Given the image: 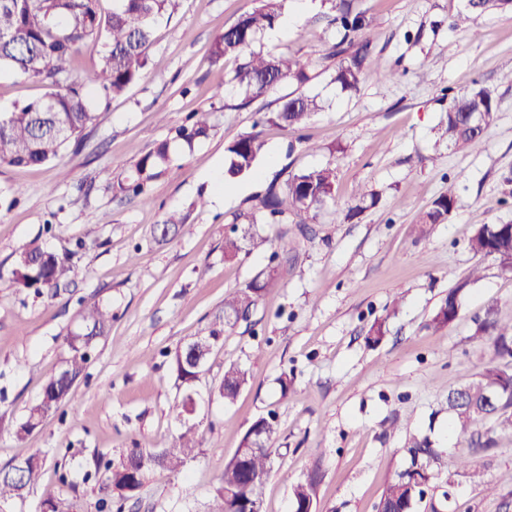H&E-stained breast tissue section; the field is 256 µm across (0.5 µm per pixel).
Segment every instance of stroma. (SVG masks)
Wrapping results in <instances>:
<instances>
[{"label": "stroma", "instance_id": "obj_1", "mask_svg": "<svg viewBox=\"0 0 512 512\" xmlns=\"http://www.w3.org/2000/svg\"><path fill=\"white\" fill-rule=\"evenodd\" d=\"M300 2L285 6L294 28L261 48L312 60L303 91L322 108L295 132L264 127L253 172L220 185L230 202L213 203L219 186L212 172L223 168L227 147L292 90L283 85L245 108L232 92L213 95L237 62L211 63L210 45L257 0H179L156 29L145 78L100 103L78 151L37 167L0 166V467L32 454L45 459L25 499L0 512H42L45 500L72 492L81 512H96L100 480L85 476L94 458L116 463L131 448L169 446L180 431L172 412L185 393L177 350L203 333L225 293L250 282L275 251L274 227L260 224L267 245L225 261V234L247 229V199L275 173L328 163L337 171L334 210L320 214L310 235L296 237L278 284L249 321L225 334L195 386L199 454L181 473L156 472L124 512H208L225 462L251 423L269 413L277 419L270 447L276 471L262 512H291V483L315 468L323 475L317 512H375L423 437L444 458L417 512H512V431L481 424L471 437L449 441L441 409L449 390L493 356L474 335L487 305L512 322V274L468 246L475 227L512 223V189L503 183L512 175V10L474 14L457 28L463 0H355L378 20L372 44L379 65L398 77L343 91L331 81L340 35L321 4L304 9ZM478 85L494 92L498 112L474 152L443 138V92ZM207 107L208 136L152 184L150 204L113 193L112 183L141 155ZM362 185L378 193V203L336 220V212L358 205ZM450 190L455 205L447 221L418 228ZM201 195L209 199L203 207L196 204ZM172 213L192 224L191 234L156 242L154 227ZM33 241L70 255L75 276L56 298L35 296L14 280L15 257ZM474 266L480 277L461 295L457 320L442 333L428 328ZM89 301L111 311L109 332L97 339L63 412L17 440L27 408L61 371L66 335L80 327ZM378 317L388 332L373 345L365 332ZM229 364L248 372L231 405L214 392ZM285 373L294 377L286 396L278 382ZM466 454L487 487L458 466Z\"/></svg>", "mask_w": 512, "mask_h": 512}]
</instances>
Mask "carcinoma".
I'll use <instances>...</instances> for the list:
<instances>
[{
  "instance_id": "carcinoma-1",
  "label": "carcinoma",
  "mask_w": 512,
  "mask_h": 512,
  "mask_svg": "<svg viewBox=\"0 0 512 512\" xmlns=\"http://www.w3.org/2000/svg\"><path fill=\"white\" fill-rule=\"evenodd\" d=\"M259 5L244 13L237 22L224 30L209 49L211 62L218 63L235 57L240 63L225 85L215 95L228 88L243 95L241 105L247 106L285 82L300 87L310 80L311 62L297 57L257 51L254 46L263 35L275 28L282 17L285 0H258ZM333 13L332 22L342 34L334 55H346L336 67L332 81L343 90L355 89L368 78H391L394 73L376 64L370 35L376 19L359 11L353 0H322ZM178 0H113L112 10L102 7V0H0V69L4 68L26 81L53 89L37 99L15 104L0 112V165L17 167L39 166L57 160L69 147L79 148L84 130L96 120L93 93L105 99L120 97L145 75L149 50L154 42L156 27L175 13ZM489 9H512V0H466L465 10L458 14L453 27L462 26L473 13ZM87 51L97 54V62L84 76L72 75L75 60ZM319 110L316 98L293 91L280 98L278 110L270 117L254 123L271 122L296 130L304 126ZM498 105L493 92L485 87H473L451 96L443 136L457 148L480 150L485 133L495 122ZM212 112L201 109L189 115L187 123L177 132V140L187 147L205 136L211 128ZM264 147L261 132L252 130L239 137L227 148V173L232 177L250 174ZM171 143L163 141L143 154L134 164L130 175L117 183L116 189L127 196L148 202L149 184L161 177L170 161ZM277 173L267 183L263 193L255 197L256 204L248 215L253 224H279L274 240L278 251L274 257L288 256L293 249L288 224L300 232L314 223L336 197V168L327 164L295 174L286 183H279ZM455 204L453 189L439 196L418 223L441 224L448 219ZM192 225L171 215L157 228L156 239L163 242L169 235L191 233ZM252 241L258 247L267 242L264 237L224 236V260L236 259L243 250L242 241ZM471 251L493 257L500 269L512 273V224L483 225L469 240ZM71 265L37 242L25 246L17 255L13 275L17 283L34 293L55 295L68 282ZM279 278V266L269 268L243 288L224 297V310L214 317L205 335L193 342L202 353H210L224 333L234 326L227 319L240 313L249 318L263 293L273 288ZM479 278V268H472L435 309L427 327L442 331L459 316L461 292ZM82 326L66 338L68 350L65 366L43 389L39 402L30 406L16 429L17 439L23 440L38 428L44 419L57 413L67 403L73 388L85 377L96 339L105 335L112 322V313L94 302L82 308ZM387 318H377L367 330L366 340L377 344L386 335ZM475 335L488 343L501 363L483 369L463 385L467 401L458 403L448 392L444 409L455 430L466 435L482 420L492 419L503 428L512 430V324L500 322L496 305L487 306L483 319L477 323ZM192 351L184 346L175 354L179 379L191 387L199 378L190 367ZM248 383V372L237 365L224 369V378L217 387L226 404L234 403ZM492 386L498 399L491 408L485 407V392ZM277 432L273 416H261L253 421L243 435L233 457L224 464L208 512H260L264 486L272 472L270 442ZM200 451L195 425L183 424L182 431L166 448L146 450L132 448L122 460L108 464L101 479V497L97 512H111L114 504L134 496L158 470L180 472L188 460ZM410 466L400 472L386 487L381 501L391 512H415L423 499L419 481L426 479L443 464L442 453L430 447L428 441L415 442L409 449ZM16 480H0V502L20 497L19 490L31 489L37 483L43 460L30 455L20 461ZM321 472L314 469L304 479L291 484L293 512H316ZM51 512H80L79 504L69 498L45 501Z\"/></svg>"
}]
</instances>
